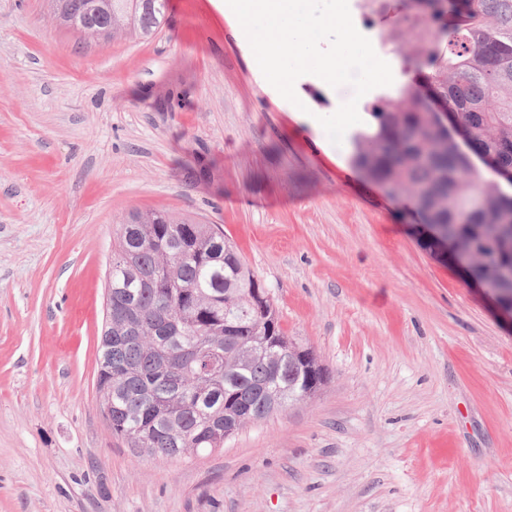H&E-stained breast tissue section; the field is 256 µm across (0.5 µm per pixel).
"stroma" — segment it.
I'll use <instances>...</instances> for the list:
<instances>
[{
	"instance_id": "1",
	"label": "stroma",
	"mask_w": 512,
	"mask_h": 512,
	"mask_svg": "<svg viewBox=\"0 0 512 512\" xmlns=\"http://www.w3.org/2000/svg\"><path fill=\"white\" fill-rule=\"evenodd\" d=\"M267 83L224 0L150 35L0 0V512H512V317L434 258L318 119ZM222 228L317 397L187 461L135 456L96 381L119 218Z\"/></svg>"
}]
</instances>
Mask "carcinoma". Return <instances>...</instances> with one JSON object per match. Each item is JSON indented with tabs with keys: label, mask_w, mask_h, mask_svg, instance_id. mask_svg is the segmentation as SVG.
Here are the masks:
<instances>
[{
	"label": "carcinoma",
	"mask_w": 512,
	"mask_h": 512,
	"mask_svg": "<svg viewBox=\"0 0 512 512\" xmlns=\"http://www.w3.org/2000/svg\"><path fill=\"white\" fill-rule=\"evenodd\" d=\"M167 0H52L83 38L145 35ZM441 43L408 57L412 81L371 104L351 161L393 200L408 199L429 253L497 292L512 311V0H415ZM453 116L444 127L438 113ZM112 316L97 392L132 451L179 460L224 448L245 423L300 402L309 372L288 352L279 312L236 245L210 224L164 211L122 219L112 251Z\"/></svg>",
	"instance_id": "1"
}]
</instances>
